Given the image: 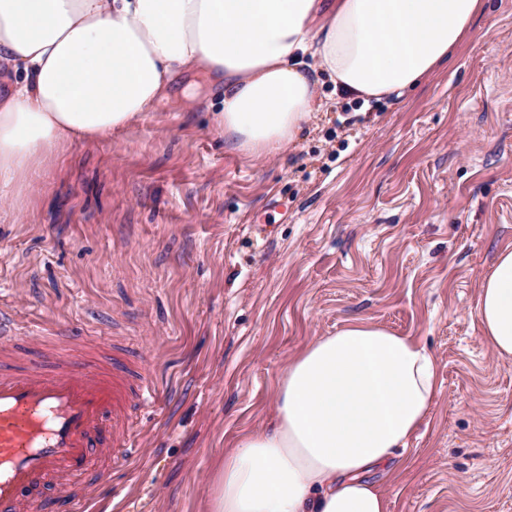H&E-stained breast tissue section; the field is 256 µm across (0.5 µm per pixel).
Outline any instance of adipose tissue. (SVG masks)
<instances>
[{"mask_svg":"<svg viewBox=\"0 0 512 512\" xmlns=\"http://www.w3.org/2000/svg\"><path fill=\"white\" fill-rule=\"evenodd\" d=\"M481 0H0V196L55 148L111 137L182 70L211 78L228 148L292 143L323 72L367 100L443 68ZM484 340L512 360V249L480 285ZM436 360L409 336L354 321L282 373L276 422L243 436L213 477L209 512H390L366 480L418 431Z\"/></svg>","mask_w":512,"mask_h":512,"instance_id":"obj_1","label":"adipose tissue"}]
</instances>
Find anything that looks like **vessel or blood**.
<instances>
[{
	"instance_id": "b4317fda",
	"label": "vessel or blood",
	"mask_w": 512,
	"mask_h": 512,
	"mask_svg": "<svg viewBox=\"0 0 512 512\" xmlns=\"http://www.w3.org/2000/svg\"><path fill=\"white\" fill-rule=\"evenodd\" d=\"M65 341L59 325L27 349L0 312V512H48L37 486L74 474L99 481L94 463L106 452L131 459L133 415L157 399L141 355L119 339L78 359Z\"/></svg>"
}]
</instances>
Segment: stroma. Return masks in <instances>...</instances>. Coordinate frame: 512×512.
Segmentation results:
<instances>
[{"label":"stroma","mask_w":512,"mask_h":512,"mask_svg":"<svg viewBox=\"0 0 512 512\" xmlns=\"http://www.w3.org/2000/svg\"><path fill=\"white\" fill-rule=\"evenodd\" d=\"M48 156L0 201V309L143 350L163 389L137 459L101 458L90 512H205L224 452L271 428L288 362L364 320L434 354L427 419L370 473L390 512H512V361L481 279L512 248V0H486L447 68L362 102L319 74L294 143L225 149L209 89Z\"/></svg>","instance_id":"obj_1"}]
</instances>
